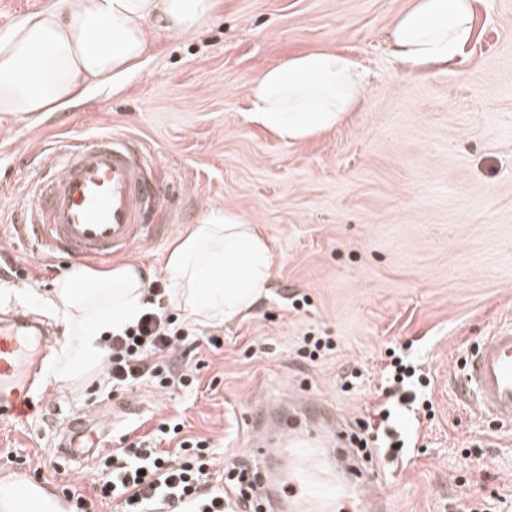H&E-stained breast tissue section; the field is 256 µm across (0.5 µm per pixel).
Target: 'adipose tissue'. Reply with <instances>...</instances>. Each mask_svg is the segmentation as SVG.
<instances>
[{"label":"adipose tissue","mask_w":512,"mask_h":512,"mask_svg":"<svg viewBox=\"0 0 512 512\" xmlns=\"http://www.w3.org/2000/svg\"><path fill=\"white\" fill-rule=\"evenodd\" d=\"M216 7L217 0H56L0 36V112H58L92 87L119 85L159 34L195 33ZM473 16L474 0H412L390 28L394 53L414 68L454 62L473 37ZM362 97L359 62L312 50L255 74L246 119L299 143L336 127ZM274 263L256 225L234 209L205 208L163 257L167 300L189 323L233 322L266 295ZM150 280L133 259L105 270L76 264L55 278L49 303L71 342L57 382L104 368L107 340L137 320Z\"/></svg>","instance_id":"ef3b65f1"}]
</instances>
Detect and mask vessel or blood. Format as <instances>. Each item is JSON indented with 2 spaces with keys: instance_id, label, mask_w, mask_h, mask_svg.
<instances>
[{
  "instance_id": "vessel-or-blood-1",
  "label": "vessel or blood",
  "mask_w": 512,
  "mask_h": 512,
  "mask_svg": "<svg viewBox=\"0 0 512 512\" xmlns=\"http://www.w3.org/2000/svg\"><path fill=\"white\" fill-rule=\"evenodd\" d=\"M59 168L40 167L31 179L21 209L19 231L33 251L71 259L109 257L127 250L147 226L150 203L160 188L145 175L147 161L135 140L114 133L67 140L54 149ZM49 336L36 321L19 315L0 327V418H23L39 391L42 359L37 347ZM451 390L497 426L512 429V318L500 321L490 336L474 346L454 375ZM289 399L288 422L269 428L267 406L254 412L251 453L264 461L265 449L287 439L283 466L294 475L306 504L304 512H337L351 503L355 512H388V497L372 484L373 476L357 460L343 463L344 479H328L319 463V446L345 447L351 440L326 402L312 403L325 413L316 430L298 427L294 417L303 407ZM112 432L107 413L71 417L58 438L64 455L74 461L93 453ZM73 502L58 487L16 476L0 480V512H73Z\"/></svg>"
}]
</instances>
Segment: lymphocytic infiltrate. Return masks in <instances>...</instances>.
<instances>
[{
    "instance_id": "1",
    "label": "lymphocytic infiltrate",
    "mask_w": 512,
    "mask_h": 512,
    "mask_svg": "<svg viewBox=\"0 0 512 512\" xmlns=\"http://www.w3.org/2000/svg\"><path fill=\"white\" fill-rule=\"evenodd\" d=\"M193 334V326L176 323L160 302H148L139 320L109 345V383L122 390L148 379L163 387L173 382L192 387L194 380L188 371L171 374L164 359ZM415 374L414 366L394 356L391 366L383 370L387 401L374 411V419L388 422L392 399L411 402L404 385ZM214 465L215 458L202 440L182 441L174 453L119 448L103 456L94 491L99 499L120 500L123 512H156L160 507L166 512H224V490L210 483Z\"/></svg>"
}]
</instances>
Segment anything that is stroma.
<instances>
[{"mask_svg":"<svg viewBox=\"0 0 512 512\" xmlns=\"http://www.w3.org/2000/svg\"><path fill=\"white\" fill-rule=\"evenodd\" d=\"M410 0H221L198 33L160 37L122 88L99 87L60 112L0 113V312L36 310L63 331L46 299L70 262L36 256L14 217L49 144L101 132L137 140L166 195L128 257L152 268L203 208H231L257 224L275 254L270 288L230 324L204 326L185 356L199 384L146 382L110 390L92 371L70 384L45 375L34 412L0 420V470L81 493L88 512H122L94 498L99 466L70 469L52 427L75 414L118 410L111 447L155 439L180 418L207 440L233 512L234 470L248 460L252 404L291 391L325 400L363 433L381 401L389 345L408 347L427 376L432 410L404 419L412 447L373 455L394 512H512V436L458 403L448 369L498 321L512 317V0H476L474 36L458 59L424 73L391 52L389 30ZM333 49L365 69L364 98L346 120L289 144L246 122V84L288 56ZM306 297L293 309L290 301ZM218 335L221 349L206 338ZM334 350L308 360L304 335ZM362 372L350 382V369Z\"/></svg>","mask_w":512,"mask_h":512,"instance_id":"stroma-1","label":"stroma"}]
</instances>
